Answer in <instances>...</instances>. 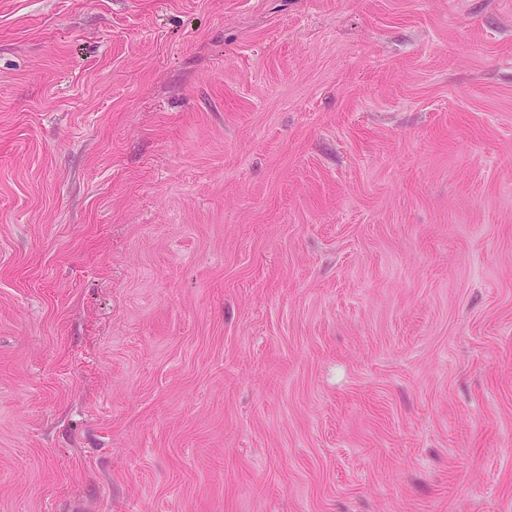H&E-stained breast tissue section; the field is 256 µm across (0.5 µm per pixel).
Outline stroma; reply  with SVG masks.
<instances>
[{"mask_svg": "<svg viewBox=\"0 0 512 512\" xmlns=\"http://www.w3.org/2000/svg\"><path fill=\"white\" fill-rule=\"evenodd\" d=\"M0 512H512V0H0Z\"/></svg>", "mask_w": 512, "mask_h": 512, "instance_id": "stroma-1", "label": "stroma"}]
</instances>
